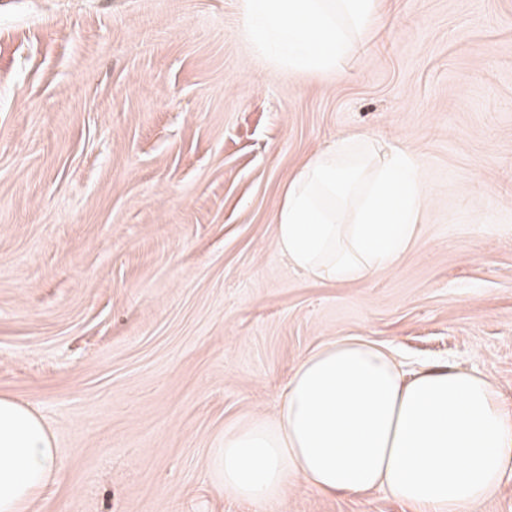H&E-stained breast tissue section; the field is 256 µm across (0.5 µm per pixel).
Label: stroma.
Masks as SVG:
<instances>
[{
    "instance_id": "1",
    "label": "stroma",
    "mask_w": 512,
    "mask_h": 512,
    "mask_svg": "<svg viewBox=\"0 0 512 512\" xmlns=\"http://www.w3.org/2000/svg\"><path fill=\"white\" fill-rule=\"evenodd\" d=\"M339 70L275 68L240 0H0V396L57 471L28 512H416L377 487L224 495L210 455L292 367L363 339L512 405V0H380ZM427 195L389 271L332 283L274 245L290 178L343 136Z\"/></svg>"
}]
</instances>
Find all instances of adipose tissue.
Wrapping results in <instances>:
<instances>
[{
    "instance_id": "obj_1",
    "label": "adipose tissue",
    "mask_w": 512,
    "mask_h": 512,
    "mask_svg": "<svg viewBox=\"0 0 512 512\" xmlns=\"http://www.w3.org/2000/svg\"><path fill=\"white\" fill-rule=\"evenodd\" d=\"M247 36L275 65L339 68L381 22L379 0H241ZM420 171L407 151L343 138L288 183L274 244L294 268L334 283L389 270L418 241ZM57 469L40 417L0 396V512H26ZM211 475L225 494L264 505L289 483L359 495L384 486L418 512H460L512 472V409L487 378L455 366L404 378L358 339L331 342L293 368L277 415L225 431Z\"/></svg>"
}]
</instances>
